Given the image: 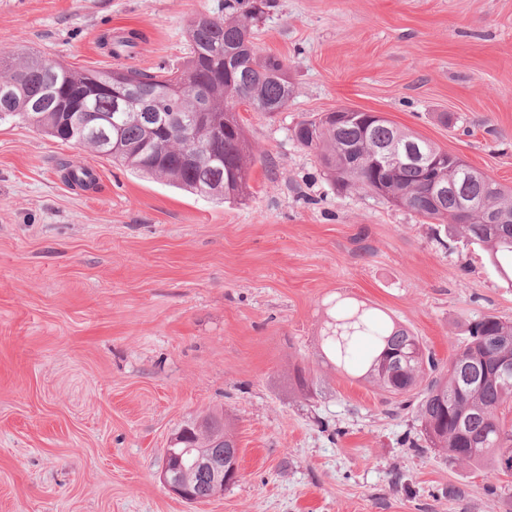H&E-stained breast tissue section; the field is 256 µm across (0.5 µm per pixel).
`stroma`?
Segmentation results:
<instances>
[{"label":"stroma","instance_id":"1","mask_svg":"<svg viewBox=\"0 0 512 512\" xmlns=\"http://www.w3.org/2000/svg\"><path fill=\"white\" fill-rule=\"evenodd\" d=\"M224 0H0V56L75 70L183 63ZM288 65L276 115L239 106L250 195L220 201L0 122V512H512V472L419 438L416 407L325 357L336 301L409 328L447 368L485 314L512 322L486 251L338 190L300 120L378 112L512 189V0H269L254 34ZM91 168L68 186L59 160ZM310 380L295 383L296 371ZM223 410L241 476L190 506L159 479L169 440Z\"/></svg>","mask_w":512,"mask_h":512}]
</instances>
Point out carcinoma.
<instances>
[{"label":"carcinoma","mask_w":512,"mask_h":512,"mask_svg":"<svg viewBox=\"0 0 512 512\" xmlns=\"http://www.w3.org/2000/svg\"><path fill=\"white\" fill-rule=\"evenodd\" d=\"M265 0H225L224 12L198 14L186 29L191 55L179 67L145 72L120 63L122 53L135 48L131 36L103 38L110 57L117 60L102 70L76 71L51 60L39 51L21 52L15 58L0 56V121L17 118L64 143H79L99 152L97 143L109 142L105 156L142 174L164 177L194 192L219 187L220 200H243L249 195L248 163L253 156L235 103L258 112L273 114L288 108L293 84L286 63L273 56H261L253 43V28L259 22ZM112 79V89L130 95L129 106L116 123L109 122L114 108L110 92H93L97 82ZM89 96L91 117L77 129L64 122L66 109ZM157 104V111H174L190 116L208 114L207 125L198 138L211 144L223 162L216 165L189 164L183 151L189 141L173 130L153 128L143 104ZM300 146L319 151L327 176L339 188L369 190L377 181L388 180L392 188L406 195V209L448 226V235L468 244L482 246L500 276L512 283V223L485 224L488 210H512V190L486 176L477 180L453 181L440 206H430L425 197L426 176L412 162L391 169L352 167V158L369 155L389 145L413 140L427 149H441L389 120H374L358 111L351 116L326 112L302 120L292 129ZM68 182L87 188L96 179L90 169L61 163ZM468 197L476 208L471 221L462 224L456 214L457 199ZM337 366L354 361L359 345L367 356L359 364L361 380L395 394L412 392L439 362L419 338L406 327L388 322L367 307L340 306L323 336ZM512 356V323L488 314L470 324L469 341L448 364V370L432 377L418 403L420 434L430 448L476 470L512 471V393L503 392L489 376L486 356L492 351ZM399 358L403 371L384 368ZM202 427L205 443L224 444L232 454L236 436L224 420V413L211 411L188 423Z\"/></svg>","instance_id":"carcinoma-1"}]
</instances>
